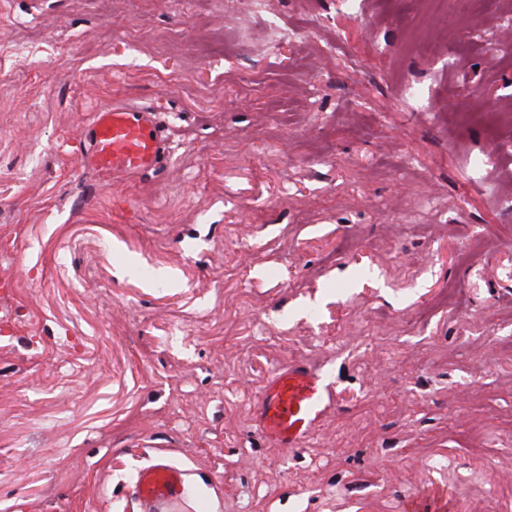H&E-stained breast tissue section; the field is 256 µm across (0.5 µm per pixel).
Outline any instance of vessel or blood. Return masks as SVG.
<instances>
[{
	"mask_svg": "<svg viewBox=\"0 0 512 512\" xmlns=\"http://www.w3.org/2000/svg\"><path fill=\"white\" fill-rule=\"evenodd\" d=\"M87 163L110 181L156 167L168 151L154 108L115 104L93 113L84 132ZM333 397L307 365L277 368L264 384L252 421L269 447L294 448L323 421ZM135 493L153 512H170L187 494L184 471L155 462L139 471Z\"/></svg>",
	"mask_w": 512,
	"mask_h": 512,
	"instance_id": "vessel-or-blood-1",
	"label": "vessel or blood"
}]
</instances>
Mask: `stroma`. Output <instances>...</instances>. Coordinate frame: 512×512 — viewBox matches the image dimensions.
Listing matches in <instances>:
<instances>
[{
  "label": "stroma",
  "instance_id": "obj_1",
  "mask_svg": "<svg viewBox=\"0 0 512 512\" xmlns=\"http://www.w3.org/2000/svg\"><path fill=\"white\" fill-rule=\"evenodd\" d=\"M511 42L512 0H0V512H146L159 459L183 512H512ZM115 102L169 151L104 185ZM292 361L336 406L271 448ZM333 402L322 376L305 364L277 368L264 384L252 421L271 448H295L311 436ZM135 494L155 512H164L176 507L187 495L184 471L165 463L154 462L139 471Z\"/></svg>",
  "mask_w": 512,
  "mask_h": 512
}]
</instances>
